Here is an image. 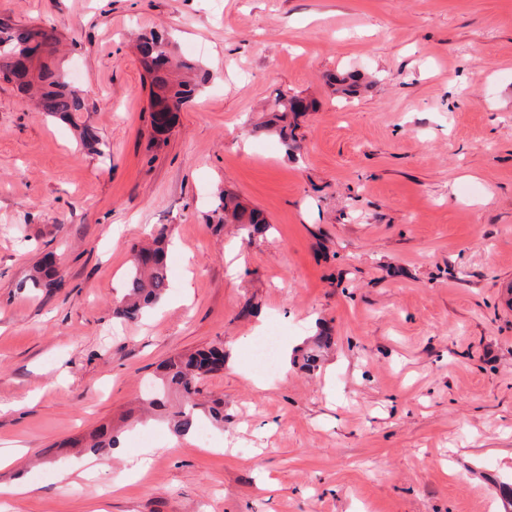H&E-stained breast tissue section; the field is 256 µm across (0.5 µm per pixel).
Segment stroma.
I'll return each instance as SVG.
<instances>
[{"label": "stroma", "mask_w": 512, "mask_h": 512, "mask_svg": "<svg viewBox=\"0 0 512 512\" xmlns=\"http://www.w3.org/2000/svg\"><path fill=\"white\" fill-rule=\"evenodd\" d=\"M55 27L110 148L0 81V512H506L512 501V0H0ZM156 31L210 72L166 142L133 52ZM370 86L344 100L326 81ZM312 101L287 149L263 107ZM261 211L247 235L223 194ZM169 288L115 316L133 246ZM52 257L63 287L25 282ZM291 346L275 375L252 349ZM223 342L211 445L137 400ZM120 445L90 480L69 440ZM148 473L127 475L143 431ZM31 492L11 495L18 479Z\"/></svg>", "instance_id": "stroma-1"}]
</instances>
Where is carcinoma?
I'll return each mask as SVG.
<instances>
[{"label": "carcinoma", "instance_id": "carcinoma-1", "mask_svg": "<svg viewBox=\"0 0 512 512\" xmlns=\"http://www.w3.org/2000/svg\"><path fill=\"white\" fill-rule=\"evenodd\" d=\"M35 30L45 48L44 60L33 77L29 76L24 64L16 67L13 75L18 91L28 96L39 111L76 128L84 147L100 156L104 155L103 143L95 130L80 122L79 114L89 111L88 97L72 83L62 64L53 59L59 44L54 31L44 27L38 29L34 25L20 27L7 19H0V59L7 60V63L0 65V73L10 67L9 60L29 57L34 49L32 39ZM136 49L150 78V107L166 106L171 102L179 110L194 100L206 74L197 61L175 56L169 49V43L155 33L139 36ZM335 82L336 92L345 96H354L360 91V84L352 75L337 77ZM308 108L307 104L296 103L294 96L287 98L277 94L268 101L264 111L272 113V122L282 123L286 113L305 112ZM218 210L224 213V221L244 225L249 237L252 230L265 223L258 211L246 209L236 197L229 194L221 198ZM58 282V271L49 259L35 269L32 277L35 288H56ZM126 288L127 293L117 314L131 321L142 317L164 297L168 288L165 229L156 232L151 245L133 251ZM224 362V344L219 343L177 354L160 366L159 396L152 399L150 405L162 404V396L168 392L179 394L181 405L167 417L169 427L176 436L185 437L195 433L205 418L219 426L224 425L222 404L215 402L208 406L197 399L200 394L198 383L204 378L203 370L210 365L222 367ZM116 444V437L104 428L75 442V445L102 458L109 457Z\"/></svg>", "mask_w": 512, "mask_h": 512}]
</instances>
